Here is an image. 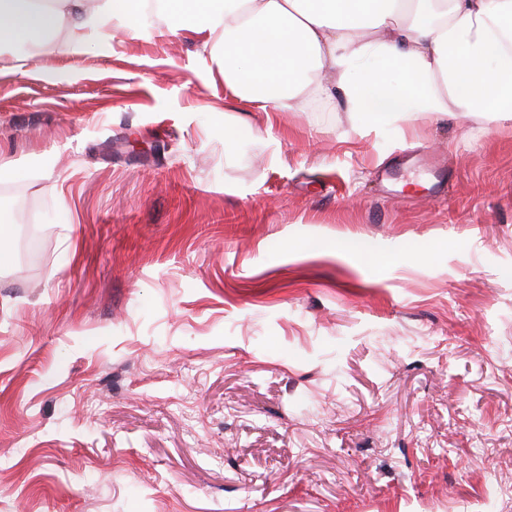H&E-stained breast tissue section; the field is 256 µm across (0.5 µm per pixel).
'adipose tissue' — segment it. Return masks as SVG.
I'll return each mask as SVG.
<instances>
[{"mask_svg":"<svg viewBox=\"0 0 512 512\" xmlns=\"http://www.w3.org/2000/svg\"><path fill=\"white\" fill-rule=\"evenodd\" d=\"M147 10L200 41L236 97L341 99L358 129L480 112L512 120V0H0V48L64 34L106 47Z\"/></svg>","mask_w":512,"mask_h":512,"instance_id":"1","label":"adipose tissue"}]
</instances>
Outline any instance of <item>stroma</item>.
Returning <instances> with one entry per match:
<instances>
[{
	"label": "stroma",
	"instance_id": "1",
	"mask_svg": "<svg viewBox=\"0 0 512 512\" xmlns=\"http://www.w3.org/2000/svg\"><path fill=\"white\" fill-rule=\"evenodd\" d=\"M207 58L0 54L45 238L0 269V512H512V120L362 136ZM425 154L445 196L379 191Z\"/></svg>",
	"mask_w": 512,
	"mask_h": 512
}]
</instances>
